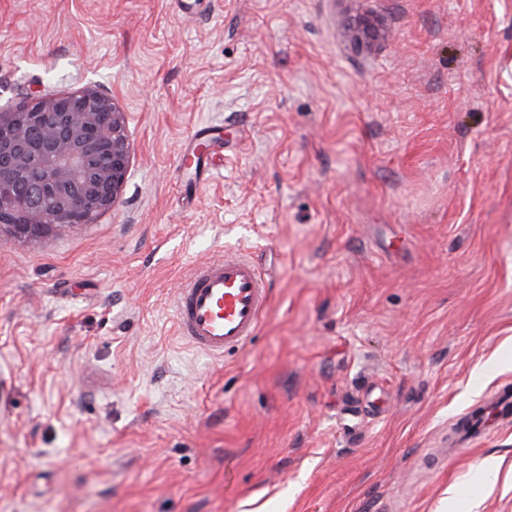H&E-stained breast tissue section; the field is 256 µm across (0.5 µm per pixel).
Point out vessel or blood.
Listing matches in <instances>:
<instances>
[{
    "mask_svg": "<svg viewBox=\"0 0 512 512\" xmlns=\"http://www.w3.org/2000/svg\"><path fill=\"white\" fill-rule=\"evenodd\" d=\"M211 140L200 134L193 148L180 151L178 163L199 166ZM269 283L248 256L238 252L199 265L180 288L174 316L180 334L211 357L244 346L257 333L268 306Z\"/></svg>",
    "mask_w": 512,
    "mask_h": 512,
    "instance_id": "1",
    "label": "vessel or blood"
}]
</instances>
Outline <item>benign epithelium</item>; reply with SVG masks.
<instances>
[{
  "label": "benign epithelium",
  "instance_id": "benign-epithelium-1",
  "mask_svg": "<svg viewBox=\"0 0 512 512\" xmlns=\"http://www.w3.org/2000/svg\"><path fill=\"white\" fill-rule=\"evenodd\" d=\"M131 155L125 113L96 87L0 108V242L73 231L113 210Z\"/></svg>",
  "mask_w": 512,
  "mask_h": 512
}]
</instances>
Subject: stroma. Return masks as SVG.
I'll return each instance as SVG.
<instances>
[{
	"instance_id": "35a3bbf8",
	"label": "stroma",
	"mask_w": 512,
	"mask_h": 512,
	"mask_svg": "<svg viewBox=\"0 0 512 512\" xmlns=\"http://www.w3.org/2000/svg\"><path fill=\"white\" fill-rule=\"evenodd\" d=\"M88 86L131 167L0 244V512H512V0H0V107ZM227 250L270 303L212 358ZM209 147H211V139L208 137V134H200L197 143L192 149L180 151L178 155L179 165L187 168H198ZM269 288L250 257L224 252L199 265L179 289L174 316L180 334L214 358L240 349L257 333Z\"/></svg>"
}]
</instances>
